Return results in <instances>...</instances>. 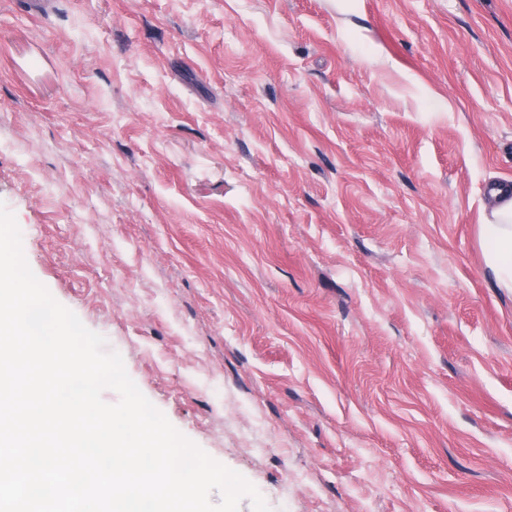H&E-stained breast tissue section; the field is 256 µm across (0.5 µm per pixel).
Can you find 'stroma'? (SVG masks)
<instances>
[{"mask_svg": "<svg viewBox=\"0 0 512 512\" xmlns=\"http://www.w3.org/2000/svg\"><path fill=\"white\" fill-rule=\"evenodd\" d=\"M512 0H0V204L271 512H512ZM482 239L499 285L512 290V201L493 208L491 218L482 224Z\"/></svg>", "mask_w": 512, "mask_h": 512, "instance_id": "stroma-1", "label": "stroma"}]
</instances>
